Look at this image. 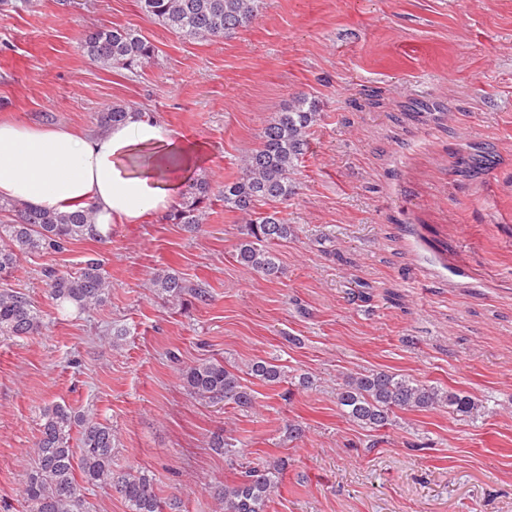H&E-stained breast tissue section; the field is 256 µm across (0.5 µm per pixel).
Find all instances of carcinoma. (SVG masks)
Returning a JSON list of instances; mask_svg holds the SVG:
<instances>
[{
  "label": "carcinoma",
  "mask_w": 512,
  "mask_h": 512,
  "mask_svg": "<svg viewBox=\"0 0 512 512\" xmlns=\"http://www.w3.org/2000/svg\"><path fill=\"white\" fill-rule=\"evenodd\" d=\"M143 16L188 41H213L247 27L256 18L261 0H138ZM80 47L103 69L131 73L148 64L155 48L134 27L96 28L86 31ZM134 107L114 104L99 113L98 132L126 120ZM320 120L314 102L298 95L274 113L265 124L260 146L247 154L241 175L224 182V209L243 216L242 238L236 262L267 277L280 273L275 247L295 236L294 226L280 211L260 213L259 202H284L296 191V178L310 150V130ZM211 186L206 180L189 185L181 200L164 220L181 224L189 232L199 229L206 215ZM0 212L11 216L0 222V275H8L22 254L58 251L74 241L98 240L91 208L77 207L53 212L31 207H9ZM47 291L62 312H89L107 302L112 288L104 262L86 260L75 272L43 271ZM151 286L157 297L180 306L208 300L206 289L187 283L175 271L155 272ZM43 317L24 294L0 290V336H33L41 332ZM249 374L267 385L286 381L284 367L265 359L249 366ZM186 390L198 399H222L226 404L249 408L251 390L220 360H204L182 371ZM336 404L348 419L370 428L391 424L395 410L446 408L471 417L484 408L483 401L448 392L437 386L388 372L347 376L336 388ZM79 429V448L71 446L72 433ZM117 447L112 426L92 417L77 415L67 406L52 404L43 410L40 436L34 448L35 468L26 479L24 498L27 512H81L88 486L110 487L127 503L129 512H162L153 478L142 471L116 473L112 455ZM210 447L227 460L238 452L237 440L216 434ZM285 462L273 461L246 468L236 480L215 491L220 512H266L272 492L282 480Z\"/></svg>",
  "instance_id": "cac0c4a2"
}]
</instances>
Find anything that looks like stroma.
<instances>
[{"instance_id":"stroma-1","label":"stroma","mask_w":512,"mask_h":512,"mask_svg":"<svg viewBox=\"0 0 512 512\" xmlns=\"http://www.w3.org/2000/svg\"><path fill=\"white\" fill-rule=\"evenodd\" d=\"M119 25L155 47L138 72L80 48L85 30ZM298 95L321 119L279 206L296 234L278 276L236 262L242 220L215 200L198 232L116 224L108 240L20 256L0 280L44 317L38 335L0 337V512H25L54 403L111 425L113 470L149 471L182 512H218L213 488L238 475L208 446L218 433L244 463L287 460L267 512H512V0H263L215 42L178 38L138 0L0 15V120L93 131L99 112L131 104L201 142L194 175L216 191ZM92 255L112 282L106 304L58 312L42 271ZM161 268L209 300L164 303L150 288ZM259 358L287 382L251 377ZM203 359L241 375L253 406L192 397L181 371ZM381 370L485 409L398 411L379 430L348 420L338 383Z\"/></svg>"}]
</instances>
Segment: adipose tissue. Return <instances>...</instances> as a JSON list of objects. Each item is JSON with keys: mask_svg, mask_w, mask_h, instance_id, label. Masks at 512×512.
Masks as SVG:
<instances>
[{"mask_svg": "<svg viewBox=\"0 0 512 512\" xmlns=\"http://www.w3.org/2000/svg\"><path fill=\"white\" fill-rule=\"evenodd\" d=\"M198 141L173 136L150 113L106 134L0 122V200L65 212L90 206L102 235L161 218L199 164Z\"/></svg>", "mask_w": 512, "mask_h": 512, "instance_id": "1", "label": "adipose tissue"}]
</instances>
